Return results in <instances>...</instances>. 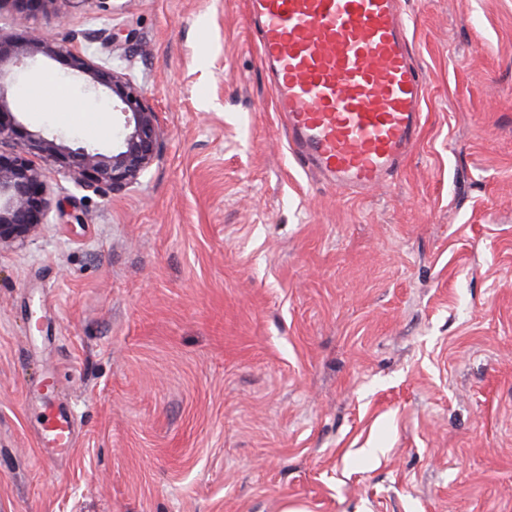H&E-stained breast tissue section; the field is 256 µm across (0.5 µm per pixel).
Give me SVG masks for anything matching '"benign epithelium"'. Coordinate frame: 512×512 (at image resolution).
Wrapping results in <instances>:
<instances>
[{
  "label": "benign epithelium",
  "mask_w": 512,
  "mask_h": 512,
  "mask_svg": "<svg viewBox=\"0 0 512 512\" xmlns=\"http://www.w3.org/2000/svg\"><path fill=\"white\" fill-rule=\"evenodd\" d=\"M86 0H0L20 20V33L0 30V244L23 241L50 223L51 213L65 216L53 185L37 160L59 166L75 187L95 194L119 191L139 180L162 154L164 131L146 91L109 58L88 52L82 43L113 49L110 28L78 32L68 28V8ZM42 19L45 26L32 24ZM40 58L62 63L68 74L112 104L122 133L116 150L72 146L33 130L15 115L14 73Z\"/></svg>",
  "instance_id": "1"
}]
</instances>
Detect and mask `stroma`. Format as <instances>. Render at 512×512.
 I'll return each mask as SVG.
<instances>
[{"label": "stroma", "mask_w": 512, "mask_h": 512, "mask_svg": "<svg viewBox=\"0 0 512 512\" xmlns=\"http://www.w3.org/2000/svg\"><path fill=\"white\" fill-rule=\"evenodd\" d=\"M401 8L420 135L361 194L293 156L246 0L114 12L164 148L0 246V512H512V0ZM50 71L23 121L111 148ZM43 438L48 442L50 452L53 455H62L69 448L72 442V431L66 417L49 415L45 418Z\"/></svg>", "instance_id": "1"}]
</instances>
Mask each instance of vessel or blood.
Returning <instances> with one entry per match:
<instances>
[{
	"label": "vessel or blood",
	"mask_w": 512,
	"mask_h": 512,
	"mask_svg": "<svg viewBox=\"0 0 512 512\" xmlns=\"http://www.w3.org/2000/svg\"><path fill=\"white\" fill-rule=\"evenodd\" d=\"M275 109L290 145L329 184L363 192L397 171L417 141L423 80L400 0H248ZM54 455L72 442L64 416L45 418Z\"/></svg>",
	"instance_id": "b4317fda"
}]
</instances>
